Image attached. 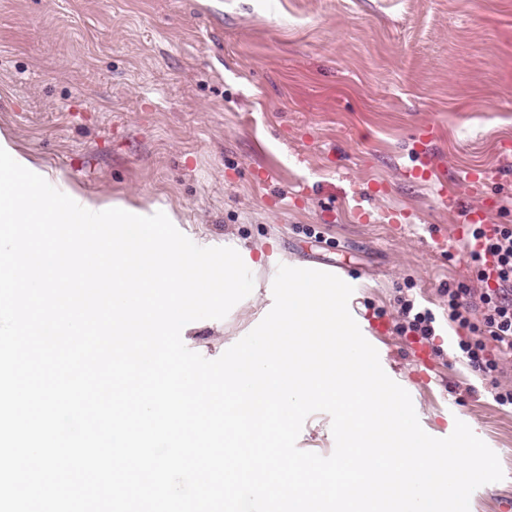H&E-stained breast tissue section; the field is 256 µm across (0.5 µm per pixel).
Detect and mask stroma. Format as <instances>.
<instances>
[{
  "mask_svg": "<svg viewBox=\"0 0 512 512\" xmlns=\"http://www.w3.org/2000/svg\"><path fill=\"white\" fill-rule=\"evenodd\" d=\"M0 136L74 196L172 211L201 247L257 265L260 304L184 326L215 359L271 310L278 265L325 268L422 428L465 422L504 478L470 512H512V360L468 367L447 287L479 295L464 212L512 225V0H0ZM432 310L429 340L401 304ZM301 450L331 455L329 414Z\"/></svg>",
  "mask_w": 512,
  "mask_h": 512,
  "instance_id": "35a3bbf8",
  "label": "stroma"
}]
</instances>
